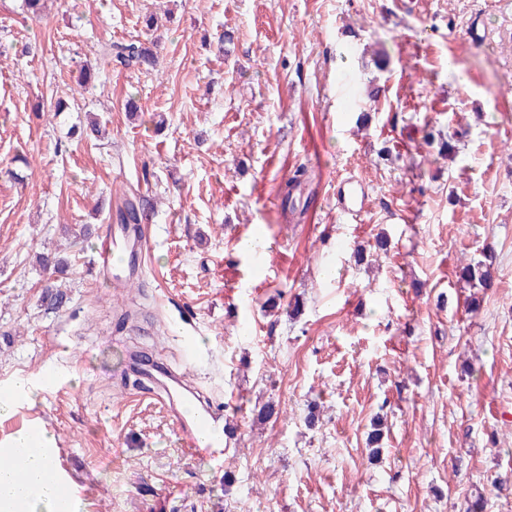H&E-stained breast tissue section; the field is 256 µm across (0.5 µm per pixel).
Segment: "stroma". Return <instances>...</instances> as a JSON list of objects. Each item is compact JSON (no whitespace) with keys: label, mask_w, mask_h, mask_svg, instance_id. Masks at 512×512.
Returning a JSON list of instances; mask_svg holds the SVG:
<instances>
[{"label":"stroma","mask_w":512,"mask_h":512,"mask_svg":"<svg viewBox=\"0 0 512 512\" xmlns=\"http://www.w3.org/2000/svg\"><path fill=\"white\" fill-rule=\"evenodd\" d=\"M131 41L155 66L104 58ZM509 82L512 0H0V387L39 393L0 442L53 434L78 512H512ZM427 126L453 145L432 163ZM132 193L153 209L117 288L93 255ZM135 355L240 406L223 454L142 397ZM366 191L361 185L351 183L343 187L340 199L341 210L348 214H357L363 207ZM486 261H477L475 263H469L464 266L461 270L460 277L467 282L471 283L474 287L477 285L480 287H486L491 279V264L492 256H488Z\"/></svg>","instance_id":"obj_1"}]
</instances>
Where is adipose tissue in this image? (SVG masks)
Segmentation results:
<instances>
[{
	"label": "adipose tissue",
	"instance_id": "obj_1",
	"mask_svg": "<svg viewBox=\"0 0 512 512\" xmlns=\"http://www.w3.org/2000/svg\"><path fill=\"white\" fill-rule=\"evenodd\" d=\"M54 445L47 431L24 430L0 448V458L7 453L23 458L18 469L0 461V512H77L75 506H62L60 484L47 477L54 465Z\"/></svg>",
	"mask_w": 512,
	"mask_h": 512
}]
</instances>
